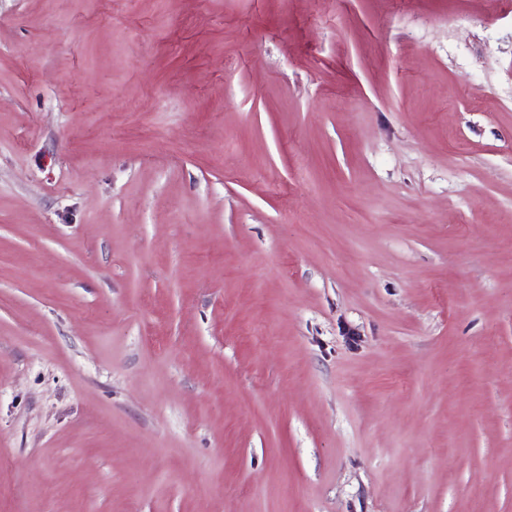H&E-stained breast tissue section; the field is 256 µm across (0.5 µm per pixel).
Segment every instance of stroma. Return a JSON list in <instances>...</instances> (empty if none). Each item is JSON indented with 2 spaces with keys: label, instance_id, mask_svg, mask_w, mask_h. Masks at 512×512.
Segmentation results:
<instances>
[{
  "label": "stroma",
  "instance_id": "1",
  "mask_svg": "<svg viewBox=\"0 0 512 512\" xmlns=\"http://www.w3.org/2000/svg\"><path fill=\"white\" fill-rule=\"evenodd\" d=\"M0 512H512V0H0Z\"/></svg>",
  "mask_w": 512,
  "mask_h": 512
}]
</instances>
